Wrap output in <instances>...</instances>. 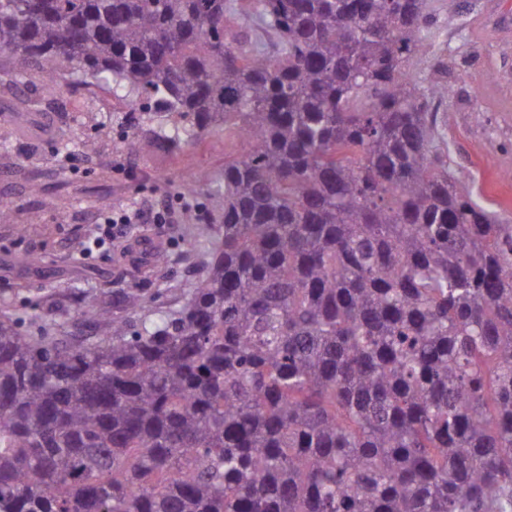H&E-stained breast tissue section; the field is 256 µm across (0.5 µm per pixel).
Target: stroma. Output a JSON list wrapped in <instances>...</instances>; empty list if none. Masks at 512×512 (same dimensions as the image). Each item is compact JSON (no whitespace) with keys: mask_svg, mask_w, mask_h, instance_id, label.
<instances>
[{"mask_svg":"<svg viewBox=\"0 0 512 512\" xmlns=\"http://www.w3.org/2000/svg\"><path fill=\"white\" fill-rule=\"evenodd\" d=\"M430 2L437 23L408 71L423 84L437 62L447 64L450 169L477 201L512 217V109L502 110L499 92L512 85V33L489 34L512 22V0H459L455 13L448 0ZM102 119L112 128L106 137L95 129ZM140 120V113L96 86L63 84L47 93L35 74L0 81V199L13 208L12 223L0 224V303H8L23 331H37L52 299L67 312L61 335L91 339L95 332L80 313L101 292L144 289L158 314L195 280L185 242L192 226L205 223L210 203L206 194L185 195L181 187L195 172L220 176L225 161L241 155L243 142L226 129L193 146L133 156L120 132ZM71 145L82 158L76 173L65 166ZM161 199L177 210L174 223L131 225L105 256L78 260L77 242L101 208ZM145 241L167 250L171 263L153 270L137 261ZM25 255L32 264H20Z\"/></svg>","mask_w":512,"mask_h":512,"instance_id":"obj_1","label":"stroma"}]
</instances>
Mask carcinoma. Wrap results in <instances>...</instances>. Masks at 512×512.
Here are the masks:
<instances>
[{"label":"carcinoma","mask_w":512,"mask_h":512,"mask_svg":"<svg viewBox=\"0 0 512 512\" xmlns=\"http://www.w3.org/2000/svg\"><path fill=\"white\" fill-rule=\"evenodd\" d=\"M0 0L9 76L221 126L243 153L169 313L96 339L0 315V512H512V222L458 184L428 0ZM277 37L268 51L252 32Z\"/></svg>","instance_id":"1"}]
</instances>
